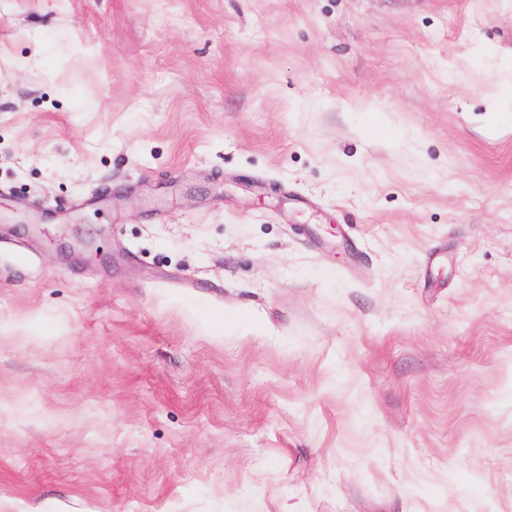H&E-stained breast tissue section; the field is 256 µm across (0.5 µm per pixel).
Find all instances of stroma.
Returning a JSON list of instances; mask_svg holds the SVG:
<instances>
[{"label":"stroma","instance_id":"obj_1","mask_svg":"<svg viewBox=\"0 0 512 512\" xmlns=\"http://www.w3.org/2000/svg\"><path fill=\"white\" fill-rule=\"evenodd\" d=\"M0 512H512V0H0Z\"/></svg>","mask_w":512,"mask_h":512}]
</instances>
